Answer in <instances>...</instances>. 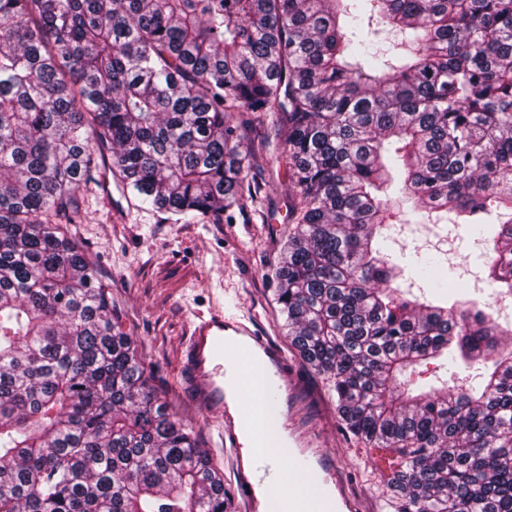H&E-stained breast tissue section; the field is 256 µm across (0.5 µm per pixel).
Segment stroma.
<instances>
[{"label":"stroma","instance_id":"obj_1","mask_svg":"<svg viewBox=\"0 0 512 512\" xmlns=\"http://www.w3.org/2000/svg\"><path fill=\"white\" fill-rule=\"evenodd\" d=\"M248 178L265 185L267 221L254 216L247 204L232 210L228 224H183L141 204L99 168L79 193L84 220L69 225L68 231L107 284L113 315L132 339L169 413L192 431L222 474L229 512L244 509L235 485L233 452L221 440L218 418L178 381L187 325L194 315L215 306L252 317L285 355L288 376L278 414L289 452L307 456L313 471L333 470L351 512H391L390 492L371 449L341 427L335 392L292 349L273 299L275 285L267 273L288 233V180L269 158L253 166ZM389 247L407 268L418 258L434 256L438 274L448 282L449 299L471 298L488 305L504 331L502 347L512 348V314L498 311V288L487 276L489 254L474 244L466 227L443 231L431 224H401Z\"/></svg>","mask_w":512,"mask_h":512}]
</instances>
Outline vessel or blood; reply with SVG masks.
<instances>
[{
    "label": "vessel or blood",
    "mask_w": 512,
    "mask_h": 512,
    "mask_svg": "<svg viewBox=\"0 0 512 512\" xmlns=\"http://www.w3.org/2000/svg\"><path fill=\"white\" fill-rule=\"evenodd\" d=\"M228 332L244 342L243 350L234 361L242 389L241 405L234 415L224 411V335ZM257 352L271 363L269 372L259 380L245 370L247 362ZM285 366L283 353L257 332L252 320L215 310L193 320L179 376L183 389L199 399L208 412L222 416L224 442L236 449L240 446V430L254 426L262 411L275 401V387L285 374ZM236 471L238 490L247 512H255L253 485L261 477L260 470L256 464L248 465L240 459L236 462Z\"/></svg>",
    "instance_id": "vessel-or-blood-1"
}]
</instances>
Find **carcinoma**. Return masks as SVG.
<instances>
[{"mask_svg":"<svg viewBox=\"0 0 512 512\" xmlns=\"http://www.w3.org/2000/svg\"><path fill=\"white\" fill-rule=\"evenodd\" d=\"M247 118L231 123L232 114ZM190 223L271 156L295 225L274 300L393 512H512V349L476 301L409 299L390 224H467L512 295V0H0V512H228L63 230L102 152ZM443 359L463 382L411 394Z\"/></svg>","mask_w":512,"mask_h":512,"instance_id":"carcinoma-1","label":"carcinoma"}]
</instances>
